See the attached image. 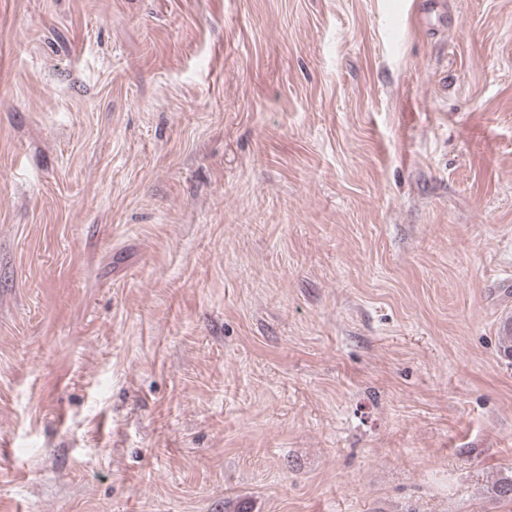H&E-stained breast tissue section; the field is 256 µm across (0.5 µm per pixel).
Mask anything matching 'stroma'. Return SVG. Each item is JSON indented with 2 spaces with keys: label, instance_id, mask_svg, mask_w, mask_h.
<instances>
[{
  "label": "stroma",
  "instance_id": "stroma-1",
  "mask_svg": "<svg viewBox=\"0 0 512 512\" xmlns=\"http://www.w3.org/2000/svg\"><path fill=\"white\" fill-rule=\"evenodd\" d=\"M512 0H0V512H512Z\"/></svg>",
  "mask_w": 512,
  "mask_h": 512
}]
</instances>
